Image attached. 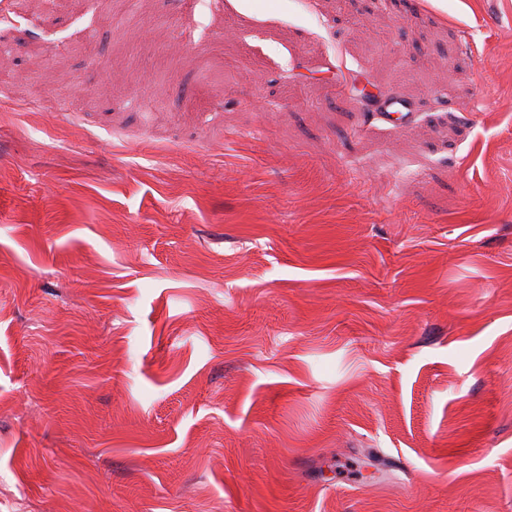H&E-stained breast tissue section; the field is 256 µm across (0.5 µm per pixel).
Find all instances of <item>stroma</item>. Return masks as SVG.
<instances>
[{"label":"stroma","mask_w":512,"mask_h":512,"mask_svg":"<svg viewBox=\"0 0 512 512\" xmlns=\"http://www.w3.org/2000/svg\"><path fill=\"white\" fill-rule=\"evenodd\" d=\"M0 42V512H512V0Z\"/></svg>","instance_id":"35a3bbf8"}]
</instances>
